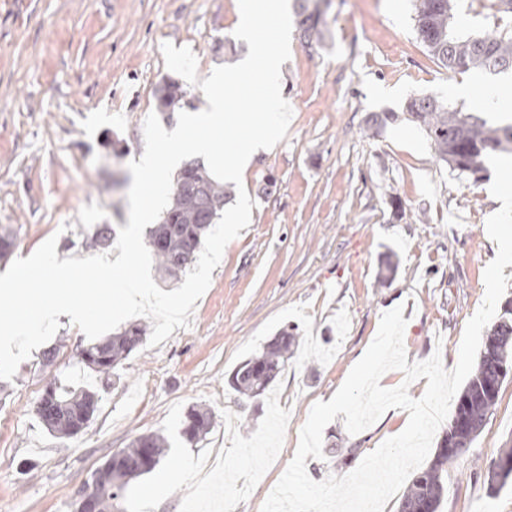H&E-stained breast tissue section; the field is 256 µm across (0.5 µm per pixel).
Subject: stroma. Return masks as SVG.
Listing matches in <instances>:
<instances>
[{"instance_id": "1", "label": "stroma", "mask_w": 512, "mask_h": 512, "mask_svg": "<svg viewBox=\"0 0 512 512\" xmlns=\"http://www.w3.org/2000/svg\"><path fill=\"white\" fill-rule=\"evenodd\" d=\"M414 11L415 0H330L322 47L292 33L281 83L288 133L246 171L250 224L227 244L187 328L140 346L106 380L81 363L88 339L63 317L49 341L53 365L36 349L0 380V512H75L95 468L146 433L163 434L168 455L131 481L123 512H261L312 405L332 398L383 313L402 307L408 362L437 353L445 370L455 367L485 297L496 256L486 222L512 155L489 161L476 185L438 165L412 123L368 135L369 115L421 97L502 121L475 100L449 98L461 77L427 55ZM236 20L235 0H0V225L16 232L0 274L48 238L58 258H84L95 225L127 226L128 164L144 151L155 89L171 75L162 44L191 48L203 80L213 65L237 63L216 46L233 40ZM286 326L298 332L286 369L262 399L235 392V367ZM53 380L99 396L76 438L53 436L36 415ZM192 406L214 424L191 445L181 428ZM407 424V411L390 409L352 435L336 416L323 458L306 460L309 476L349 474L357 463L343 449L368 454ZM506 448L512 379L483 432L449 463L438 512H512V482L494 495L486 482ZM174 473L183 482L146 504V489Z\"/></svg>"}]
</instances>
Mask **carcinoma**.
<instances>
[{
	"label": "carcinoma",
	"mask_w": 512,
	"mask_h": 512,
	"mask_svg": "<svg viewBox=\"0 0 512 512\" xmlns=\"http://www.w3.org/2000/svg\"><path fill=\"white\" fill-rule=\"evenodd\" d=\"M296 2L303 39L310 47L321 44L327 32L322 6L328 5V0ZM463 11L484 32H463L448 25V19H457ZM414 21L424 49L449 72H512V0H416ZM155 96L161 111L173 112L189 92L179 81L167 78L157 87ZM406 113L407 120L425 131L437 162L474 184L486 178L489 158L512 151V124L495 126L430 97L410 100ZM226 197L224 187L214 182L200 164L190 161L184 165L161 222L149 230V243L164 275L176 278L192 263L209 226L224 209ZM91 243L102 248L112 245V225H97ZM147 333V326L131 325L83 348L81 360L92 371L109 375L143 344ZM295 341L288 329L280 330L261 353L238 364L230 385L249 399L259 398L288 365ZM504 360L512 362V300L502 306V314L457 398L448 431L441 440L453 453L435 452L427 467L412 476L398 512H409L426 501L438 509L446 490L448 463L481 434L498 404L499 396L489 395L488 388L499 382L498 370ZM51 386L54 411L47 414L37 410L40 421L59 438L79 436L98 408L97 393L55 382ZM212 424L210 412L193 407L187 412L183 435L193 442ZM167 451L164 435L149 433L137 436L128 447L113 454L107 479L92 485L95 512H120L119 499L129 481L151 472L164 461Z\"/></svg>",
	"instance_id": "carcinoma-1"
}]
</instances>
